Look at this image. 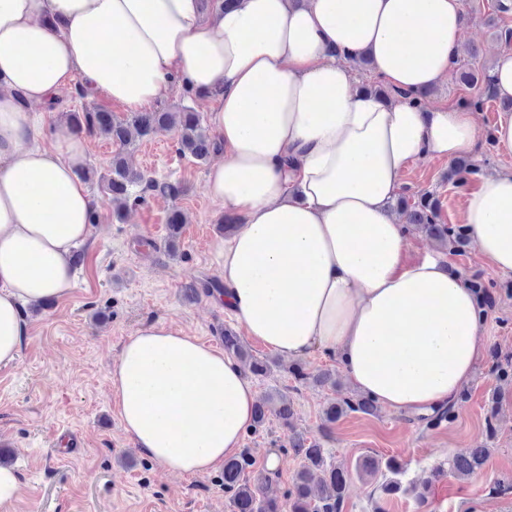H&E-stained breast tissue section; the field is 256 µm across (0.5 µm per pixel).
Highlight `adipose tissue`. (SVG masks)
Returning a JSON list of instances; mask_svg holds the SVG:
<instances>
[{"mask_svg":"<svg viewBox=\"0 0 512 512\" xmlns=\"http://www.w3.org/2000/svg\"><path fill=\"white\" fill-rule=\"evenodd\" d=\"M463 0H0V366L19 356L21 309L69 295L71 256L98 204L80 177L89 135L46 128L82 85L136 112L174 77L218 92L224 148L209 195L238 225L219 245L224 304L288 360L322 352L389 409L456 399L486 352L465 278L433 256L405 262L392 203L408 163L469 154L473 112L410 102L447 80ZM402 91H359L352 67ZM461 222L512 273V172L483 179ZM125 434L174 474L235 456L257 392L227 353L163 323L140 327L111 369Z\"/></svg>","mask_w":512,"mask_h":512,"instance_id":"adipose-tissue-1","label":"adipose tissue"}]
</instances>
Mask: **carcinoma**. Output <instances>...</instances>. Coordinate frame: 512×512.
Listing matches in <instances>:
<instances>
[{
    "instance_id": "1",
    "label": "carcinoma",
    "mask_w": 512,
    "mask_h": 512,
    "mask_svg": "<svg viewBox=\"0 0 512 512\" xmlns=\"http://www.w3.org/2000/svg\"><path fill=\"white\" fill-rule=\"evenodd\" d=\"M475 58L477 54L474 53L472 60L466 63L459 60L453 63L460 83L475 90V95L462 99L461 105L480 109L489 101H497L502 108L512 110V99L505 101L497 96L489 72L476 70L473 62ZM63 116L72 127L104 136L123 148L132 144V135L144 139L163 128L176 131V151L181 157L203 162L217 148V143L204 126L201 113L189 106L175 111L159 108L150 112H133L131 117L122 120L107 109L86 105L77 112H65ZM480 172V164L460 158L448 171V183L454 188L462 187L467 183L468 176ZM98 182L111 195L117 215L129 202L142 201L147 191L170 199H176L185 192L180 182L145 178L141 172L130 168L120 153L113 157L111 169L99 175ZM398 204L407 212L408 223L448 245L453 254L459 255L472 245L471 237L463 225L438 223L440 203L434 193L427 191L408 197L401 195ZM186 223V216L181 210L173 209L169 212L168 237L165 241L168 252L176 251V241ZM469 285L479 314L487 316L495 304L493 291L476 277L469 280ZM289 372L299 381L312 378L323 385L333 381L332 372L324 371L313 376L302 364L291 366ZM377 409V401L362 394L333 401L323 411V425L327 429L350 413L373 415ZM270 413L278 416L285 425H290L291 403L282 396L255 405L253 429L257 431L263 427ZM288 447L301 459V469L288 489V512H342L350 478L349 470L328 463L325 449L317 439L293 434L288 437ZM490 452L489 448H467L448 460L449 468L458 478L468 479L483 469ZM255 464L256 459L249 448H243L237 455L224 460V490L231 494L234 512H280L276 501L262 495L263 486L268 480L265 469L257 470L251 480L245 478V472ZM356 470L379 480L377 490L382 498L408 491L400 480V476L405 473L404 466L394 458L383 461L376 457H365L356 465Z\"/></svg>"
}]
</instances>
